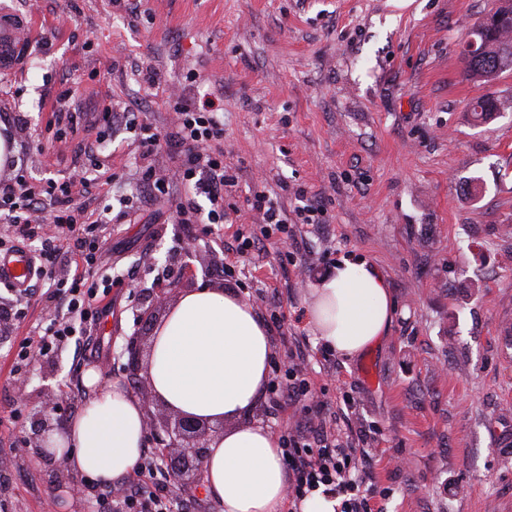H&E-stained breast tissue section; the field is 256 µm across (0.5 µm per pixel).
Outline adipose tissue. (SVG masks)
I'll list each match as a JSON object with an SVG mask.
<instances>
[{
  "label": "adipose tissue",
  "instance_id": "ef3b65f1",
  "mask_svg": "<svg viewBox=\"0 0 512 512\" xmlns=\"http://www.w3.org/2000/svg\"><path fill=\"white\" fill-rule=\"evenodd\" d=\"M308 318L319 340L352 359L385 336L395 305L385 278L347 260L310 290ZM274 356L270 331L241 296L198 285L180 294L154 329L146 381L167 408L210 422L233 421L204 460L205 484L221 512H283L288 474L277 438L245 423L265 395ZM89 381L99 391L50 450L71 473L113 485L133 473L145 442V408L124 385Z\"/></svg>",
  "mask_w": 512,
  "mask_h": 512
}]
</instances>
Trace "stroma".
<instances>
[{
	"label": "stroma",
	"instance_id": "1",
	"mask_svg": "<svg viewBox=\"0 0 512 512\" xmlns=\"http://www.w3.org/2000/svg\"><path fill=\"white\" fill-rule=\"evenodd\" d=\"M494 0H11L36 24L31 58L19 74L0 70V119L19 158L0 173L27 185L62 180L98 160L97 193L74 185L89 213L119 199L123 218L100 225L113 274L111 329L86 324L92 341L49 354L19 343L54 315L55 283L75 270L60 256L50 278L20 297L0 285V302L24 317L0 344V512H112L103 487L83 478L82 496L51 488V476L21 450L43 392L61 395L74 418L93 396L72 388L88 371L125 382L121 352L144 332L138 292L207 282L239 294L271 327V377L304 369L329 438L369 454L384 512H512V69L490 83L464 73L465 44ZM160 75L145 80L146 69ZM195 82H186L187 73ZM224 99L229 221L203 234L177 223L168 199L136 206L140 172L152 168L172 193L195 196L177 170L178 150L143 154L124 121L104 128L98 101L111 97L165 133L177 115L171 93ZM79 112L76 130L49 138L60 95ZM504 102L474 121L483 95ZM277 201L294 239L238 251L234 232L262 222L247 204L256 191ZM320 203L315 224L297 210ZM217 254L226 275L205 264ZM364 260L385 277L396 305L386 336L348 360L325 348L305 317L309 292L337 263ZM304 402L252 422L276 436L304 426Z\"/></svg>",
	"mask_w": 512,
	"mask_h": 512
}]
</instances>
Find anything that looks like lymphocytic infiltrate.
I'll list each match as a JSON object with an SVG mask.
<instances>
[{
	"label": "lymphocytic infiltrate",
	"instance_id": "f902f5d3",
	"mask_svg": "<svg viewBox=\"0 0 512 512\" xmlns=\"http://www.w3.org/2000/svg\"><path fill=\"white\" fill-rule=\"evenodd\" d=\"M173 108L178 122L166 134L151 133L141 138L145 152L174 146L184 156L180 177L192 184L196 194L209 203L206 214H199L194 201L178 202L176 216L182 224H220L224 221V189L235 177L224 164L221 140L224 122L221 99L203 97L180 99ZM49 210L54 233L33 223L31 215ZM0 219L14 227L13 239L25 243L40 240L41 266L53 265L64 253H74L78 261L74 274L58 282L57 296L63 301V314L50 319L42 328L38 344L41 352L53 351L62 341L82 335L84 325L101 315L97 303L101 293L111 292L116 281L100 272V246L96 222L86 218L82 207L71 197L70 182L46 180L39 190L16 194L11 187L0 188ZM289 469L288 490L293 502L314 492L340 497V512H374V490L369 487L372 461L357 457L354 449L332 443L322 426L308 425L290 435L285 450ZM155 459L145 460L130 478L131 493L124 499L127 512H172L173 501L152 485Z\"/></svg>",
	"mask_w": 512,
	"mask_h": 512
}]
</instances>
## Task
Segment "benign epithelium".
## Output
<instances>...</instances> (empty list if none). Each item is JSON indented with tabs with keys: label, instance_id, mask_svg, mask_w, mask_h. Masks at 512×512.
<instances>
[{
	"label": "benign epithelium",
	"instance_id": "benign-epithelium-1",
	"mask_svg": "<svg viewBox=\"0 0 512 512\" xmlns=\"http://www.w3.org/2000/svg\"><path fill=\"white\" fill-rule=\"evenodd\" d=\"M171 289L151 290L142 294L141 306L143 315L149 316L157 307L163 306L168 299ZM144 337L137 336L126 346L127 362L124 371L127 379L136 385L146 409V429L156 434L164 431L169 442L160 450L161 469L170 477L174 486L180 490L188 484L197 481L203 471V463L207 449L214 436L224 434V422L212 424L199 418L175 414L168 416L155 413L152 407L158 405V400L144 380L146 366L143 363ZM59 398L53 394L46 395L40 406L34 409L31 430L25 437V445L34 449L42 465L55 473L67 471L68 463L64 457L58 458L46 451L48 435L51 431L63 429L65 420L57 415Z\"/></svg>",
	"mask_w": 512,
	"mask_h": 512
}]
</instances>
